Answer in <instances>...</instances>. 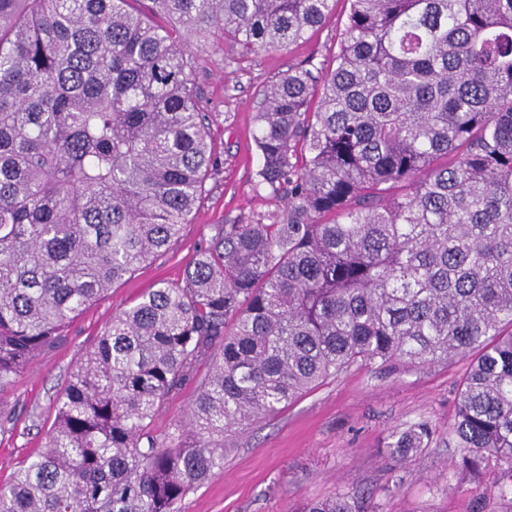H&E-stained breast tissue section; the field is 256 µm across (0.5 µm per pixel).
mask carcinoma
Segmentation results:
<instances>
[{
  "label": "carcinoma",
  "mask_w": 512,
  "mask_h": 512,
  "mask_svg": "<svg viewBox=\"0 0 512 512\" xmlns=\"http://www.w3.org/2000/svg\"><path fill=\"white\" fill-rule=\"evenodd\" d=\"M348 2L336 68L259 93L255 188L275 209L214 225L181 283L112 319L0 512H178L225 434L358 363L471 358L454 466L512 474V0ZM335 5L0 0V392L201 198L214 116L189 46L285 48ZM189 381L185 419L156 433ZM433 436L422 419L383 452ZM301 512L360 509L342 490Z\"/></svg>",
  "instance_id": "cac0c4a2"
}]
</instances>
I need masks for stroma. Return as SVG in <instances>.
<instances>
[{"label": "stroma", "mask_w": 512, "mask_h": 512, "mask_svg": "<svg viewBox=\"0 0 512 512\" xmlns=\"http://www.w3.org/2000/svg\"><path fill=\"white\" fill-rule=\"evenodd\" d=\"M348 12L347 0H337L324 26L285 49L247 52L230 41L195 49L199 105L215 116L210 145L216 171L171 248L86 307L61 341L0 392V482L43 447L57 393L113 316L149 290L180 282L213 225L245 224L270 210L265 194L254 190L258 91L293 67L335 69ZM468 367L465 358L426 366H353L276 417L228 434L223 470L190 491L179 512H296L305 501L347 489L364 494V512H499L500 501L483 500L482 491L511 481L505 470L488 465L478 481L450 465L459 450L448 431ZM422 418L436 429L430 448L400 463L381 455L393 430Z\"/></svg>", "instance_id": "1"}]
</instances>
